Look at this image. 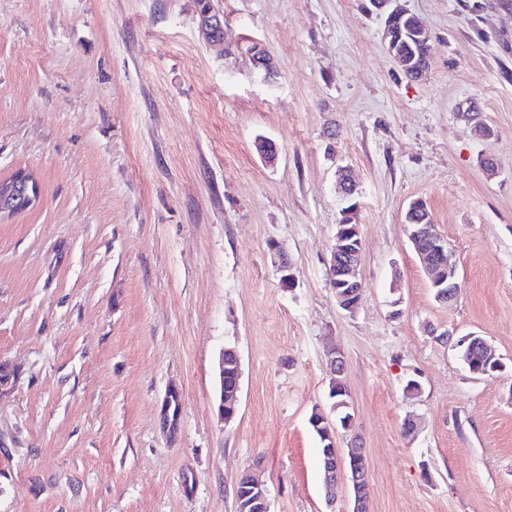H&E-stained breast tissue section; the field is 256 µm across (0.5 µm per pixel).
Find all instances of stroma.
Returning <instances> with one entry per match:
<instances>
[{
  "instance_id": "35a3bbf8",
  "label": "stroma",
  "mask_w": 512,
  "mask_h": 512,
  "mask_svg": "<svg viewBox=\"0 0 512 512\" xmlns=\"http://www.w3.org/2000/svg\"><path fill=\"white\" fill-rule=\"evenodd\" d=\"M398 2L430 34L419 81L370 0H212L228 52L196 0H0V179L32 170L42 194L0 220V360L18 371L0 512H236L245 473L271 512H349L309 424L335 349L353 415L337 443L366 452L371 512H512V0ZM340 165L363 239L352 311L328 277ZM418 199L456 260L451 306L408 238ZM438 331L483 336L505 371L470 374ZM199 27L209 42L224 44L222 41L226 40L225 32L224 38L221 37L224 31V17L212 6L206 12L199 14ZM220 392L218 411L224 423H230L239 410V393L241 391L240 358L235 348H224L219 357ZM228 378L227 381H224Z\"/></svg>"
}]
</instances>
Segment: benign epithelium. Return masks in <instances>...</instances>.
<instances>
[{
	"mask_svg": "<svg viewBox=\"0 0 512 512\" xmlns=\"http://www.w3.org/2000/svg\"><path fill=\"white\" fill-rule=\"evenodd\" d=\"M199 27L207 40L214 44L224 41V17L220 12L210 8L199 14ZM12 186L22 189L23 195L34 205L39 204L41 190L38 181L28 170H22ZM410 240L417 250L421 263L427 270L433 287L437 288L438 300L453 303L456 298L448 292V287L456 288L457 283H449L448 244L434 230V224H414L410 231ZM362 238L359 225L340 224L336 233V245L330 262V287L334 292L338 305L346 310H354L360 300L363 284L359 277V262L362 252ZM481 345L487 352L490 371L498 372L502 367L501 360L492 352L483 337L477 334L463 336L455 342V346ZM220 392L218 395V411L224 422H231L239 410V393L241 391L240 358L236 349L226 348L219 357ZM319 423L325 424L322 433L329 440L325 448L324 481L328 495L336 493V483L345 480L350 486L351 512H370L369 510V478L368 462L364 449L350 448L343 450L336 447V431L328 422L324 413H319ZM269 489L257 480L249 479L247 490L237 498L242 504L239 512H270Z\"/></svg>",
	"mask_w": 512,
	"mask_h": 512,
	"instance_id": "7a95c632",
	"label": "benign epithelium"
}]
</instances>
